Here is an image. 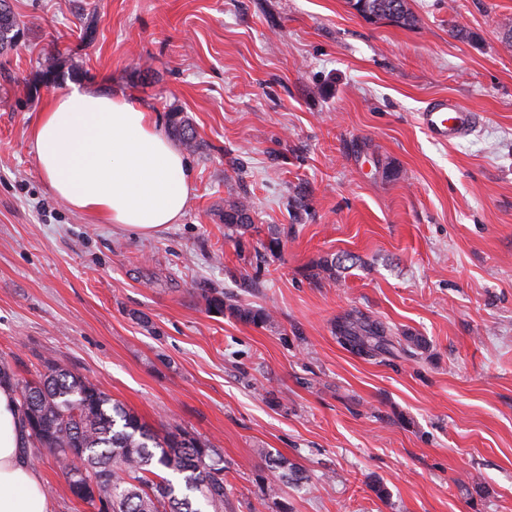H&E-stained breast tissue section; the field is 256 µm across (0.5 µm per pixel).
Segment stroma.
I'll return each mask as SVG.
<instances>
[{"mask_svg": "<svg viewBox=\"0 0 512 512\" xmlns=\"http://www.w3.org/2000/svg\"><path fill=\"white\" fill-rule=\"evenodd\" d=\"M8 3L26 25L24 50L0 51L14 377L55 359L155 432L213 442L232 512H512V0H409L412 28L347 0ZM49 68L58 83L39 84ZM74 83L135 98L163 130L189 117L178 223L121 231L53 195L31 130ZM448 97L478 123L441 142L420 114ZM238 193L255 227L228 238ZM331 257L338 279L313 278ZM211 288L273 324L208 310ZM355 310L426 349L352 353L333 326ZM267 452L304 474L273 499ZM38 469L54 512H94L57 457ZM168 125L171 133L179 139L188 151H195L196 134L182 112L177 110L170 111L168 113Z\"/></svg>", "mask_w": 512, "mask_h": 512, "instance_id": "35a3bbf8", "label": "stroma"}]
</instances>
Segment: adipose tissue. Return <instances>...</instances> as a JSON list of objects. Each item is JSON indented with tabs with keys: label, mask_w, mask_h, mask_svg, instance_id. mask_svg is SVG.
<instances>
[{
	"label": "adipose tissue",
	"mask_w": 512,
	"mask_h": 512,
	"mask_svg": "<svg viewBox=\"0 0 512 512\" xmlns=\"http://www.w3.org/2000/svg\"><path fill=\"white\" fill-rule=\"evenodd\" d=\"M31 146L54 195L125 231L178 223L191 188L185 157L136 100L80 86L44 102ZM28 429L10 381L0 382V512H53L24 451Z\"/></svg>",
	"instance_id": "adipose-tissue-1"
}]
</instances>
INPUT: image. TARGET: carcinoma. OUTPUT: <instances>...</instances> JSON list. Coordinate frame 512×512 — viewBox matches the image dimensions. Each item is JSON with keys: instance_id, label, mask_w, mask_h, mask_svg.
Masks as SVG:
<instances>
[{"instance_id": "obj_1", "label": "carcinoma", "mask_w": 512, "mask_h": 512, "mask_svg": "<svg viewBox=\"0 0 512 512\" xmlns=\"http://www.w3.org/2000/svg\"><path fill=\"white\" fill-rule=\"evenodd\" d=\"M348 4L377 20L403 26L418 22L408 0H348ZM20 33L24 24L6 0H0V49L16 47ZM168 125L187 150L195 151L196 134L183 113L170 111ZM223 218L229 236L254 224L245 197L225 201ZM203 299L208 309L227 312L244 323L263 327L274 321L270 309L245 305L218 288L208 289ZM334 332L351 350L374 358L426 345L423 337L412 334L395 340L382 323L361 313L336 320ZM17 389L34 448L31 464L40 462L43 448L69 462V490L82 502L99 503L104 512H224L223 459L212 442L181 428L156 435L100 386L53 359ZM265 461L269 496L279 494V484L301 479L288 460L268 453Z\"/></svg>"}]
</instances>
